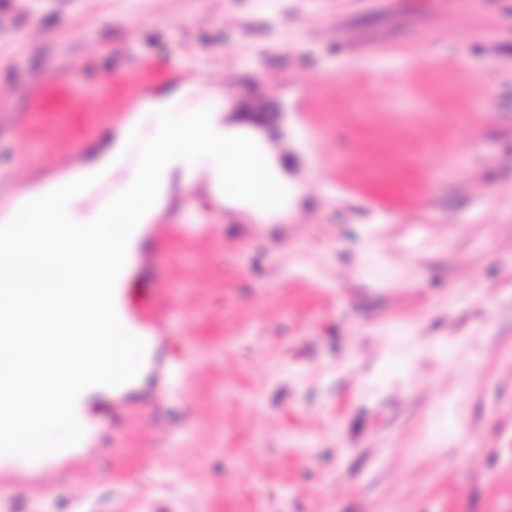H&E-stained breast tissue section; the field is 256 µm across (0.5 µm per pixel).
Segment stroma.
Masks as SVG:
<instances>
[{
    "label": "stroma",
    "mask_w": 512,
    "mask_h": 512,
    "mask_svg": "<svg viewBox=\"0 0 512 512\" xmlns=\"http://www.w3.org/2000/svg\"><path fill=\"white\" fill-rule=\"evenodd\" d=\"M173 56L145 96L220 89L288 215L171 169L124 286L194 355L83 391L78 446L0 454V512H512V0H0V217L151 138L112 70ZM64 73L81 109L38 127Z\"/></svg>",
    "instance_id": "1"
}]
</instances>
